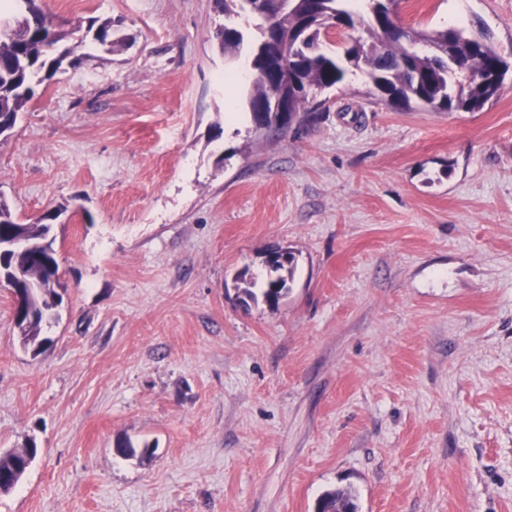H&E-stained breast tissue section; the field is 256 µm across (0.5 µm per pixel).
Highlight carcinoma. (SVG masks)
Segmentation results:
<instances>
[{"mask_svg": "<svg viewBox=\"0 0 512 512\" xmlns=\"http://www.w3.org/2000/svg\"><path fill=\"white\" fill-rule=\"evenodd\" d=\"M366 2V19L348 8V0H300L290 5L287 12L264 17L261 23L254 24L255 34L250 38L237 27L231 33L219 28L217 34L224 35L220 41L224 55L234 57L246 46L254 49L269 27L278 28L285 38L288 32L302 29V42L288 45L287 61L289 76L299 84V93L292 102V110L297 113L308 110L316 93L343 82L350 67L365 70L388 102L402 108L414 103L433 110L473 112L482 109L502 88L509 64L489 37L472 36L456 27L434 31L405 27L398 19V0ZM2 11L15 15L16 29L0 31V114L7 110L16 116L33 98L42 72L51 75L65 62L77 67L84 55L77 53L76 47L61 46L60 42L66 38L61 32L55 33L56 49L47 48L52 19L38 0H4L0 4ZM332 19L353 29L359 23L366 24L367 37L352 40L341 56L310 50L317 39L313 29ZM89 39L102 47L112 46V21L88 27L77 47ZM274 91V77L270 75L265 80L252 81L250 106L263 103ZM56 218L52 214L45 216V223L40 220L20 223L8 201L0 197V240L37 239L44 245L40 260L29 265L25 279L6 280L7 285L20 292L34 287L28 302L37 308L43 298L57 296L63 289L53 247L51 221ZM268 264L270 275L262 297L275 307L288 291L287 280L279 271L293 264V256L283 260L272 258ZM44 320L40 315L18 332L19 343L37 355L46 343L41 336ZM36 454V446L31 445L15 454L0 455V474H11L24 467ZM316 512H358V505L351 492L337 488L320 497Z\"/></svg>", "mask_w": 512, "mask_h": 512, "instance_id": "obj_1", "label": "carcinoma"}]
</instances>
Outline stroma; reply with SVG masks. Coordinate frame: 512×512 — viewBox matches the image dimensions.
<instances>
[{"instance_id": "stroma-1", "label": "stroma", "mask_w": 512, "mask_h": 512, "mask_svg": "<svg viewBox=\"0 0 512 512\" xmlns=\"http://www.w3.org/2000/svg\"><path fill=\"white\" fill-rule=\"evenodd\" d=\"M112 47L42 84L0 141L18 220L51 210L61 305L39 356L0 287V512H512V82L477 112L395 108L362 70L279 135L215 88L213 0H42ZM486 31L512 0H402ZM235 105L242 120L227 122ZM293 254L278 306L271 252ZM154 446L116 454L117 442ZM293 256L288 253V257L284 260L272 258L268 261L270 275L262 288V297L264 301L271 307L278 305L280 299L284 297L288 291L287 280L278 274L279 271L284 270L288 265V270L293 264ZM37 454V448L35 445L27 446L21 450H17L16 454L8 456L0 455V474H11L18 468L24 469L26 461L28 459L33 460ZM316 512H358V505L351 492L344 489L326 491L318 500Z\"/></svg>"}]
</instances>
